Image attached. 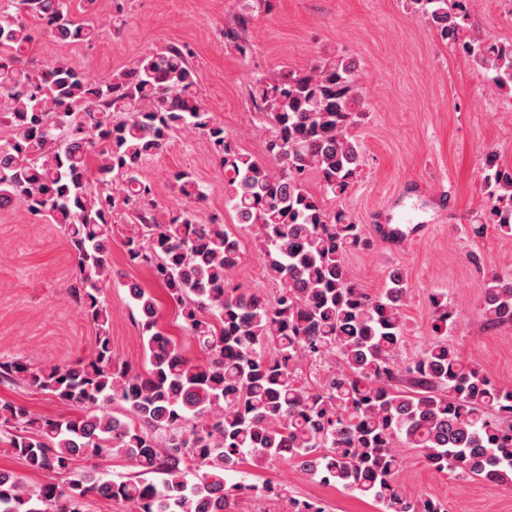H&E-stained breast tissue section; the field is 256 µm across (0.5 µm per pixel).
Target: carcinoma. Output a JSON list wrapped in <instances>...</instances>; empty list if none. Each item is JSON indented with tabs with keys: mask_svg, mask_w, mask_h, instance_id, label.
I'll return each instance as SVG.
<instances>
[{
	"mask_svg": "<svg viewBox=\"0 0 512 512\" xmlns=\"http://www.w3.org/2000/svg\"><path fill=\"white\" fill-rule=\"evenodd\" d=\"M468 0H409L440 39L462 50L501 90L512 91V42L460 41ZM97 0H0V208L13 204L64 228L78 273L70 301L97 328L88 359L34 365L0 359V384L35 388L78 411L48 418L0 403V443L43 476L31 486L0 470V512H86L90 495L130 503L134 512H236L255 491L288 501V512H325L288 489L234 482L246 459L291 462L327 485L380 503L383 512H448L408 497L395 482L399 448L418 449L437 472L512 482V386L492 381L441 338L398 361L408 276L392 268L383 292H364L344 262L370 246L360 224L327 196H344L363 153L350 129L365 112L356 65L343 58L256 81L252 101L269 124L266 159L240 153L199 98L201 75L176 46L91 81L62 58L46 70L25 63L40 21L56 42L90 44L102 26ZM178 133L204 138L224 169L225 206L259 242L274 299L229 285L241 236L185 211L164 219L144 167ZM320 181L321 194L308 188ZM135 229L124 241L130 263L149 267L174 304L195 361L158 325L154 299L137 282L150 368L144 374L112 352L111 314L102 299L112 278V183ZM179 193L205 199L188 171ZM490 202L485 223L512 236V167L485 155ZM435 330L456 318L434 295ZM512 324V279H487L480 308ZM332 361L310 382L306 363ZM407 383L408 389L398 388ZM124 458L128 480L94 477L83 462Z\"/></svg>",
	"mask_w": 512,
	"mask_h": 512,
	"instance_id": "obj_1",
	"label": "carcinoma"
}]
</instances>
